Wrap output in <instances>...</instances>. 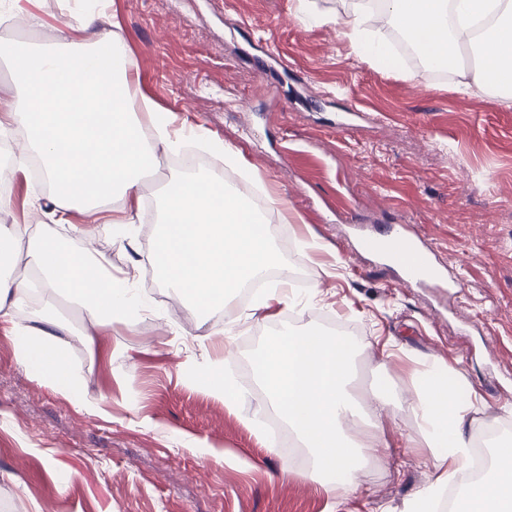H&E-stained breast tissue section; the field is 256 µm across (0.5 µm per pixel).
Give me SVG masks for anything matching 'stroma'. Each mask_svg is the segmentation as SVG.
Masks as SVG:
<instances>
[{
    "label": "stroma",
    "instance_id": "1",
    "mask_svg": "<svg viewBox=\"0 0 512 512\" xmlns=\"http://www.w3.org/2000/svg\"><path fill=\"white\" fill-rule=\"evenodd\" d=\"M16 5L37 21H0V42L94 36L68 27L60 0ZM109 21L155 118L232 144L257 173L253 189L287 200L275 242L310 303L258 315L226 306L232 332L210 338V324L148 275L157 209L143 190L132 239L96 229L88 241L138 288L143 315L89 342L77 306L41 300L74 330L68 359L83 404L19 366L0 331V512H404L431 477L404 449L412 423L386 420L388 451L370 456L372 471L340 501L283 449L263 447L255 392L230 403L202 385L210 360L227 358L239 375L286 326H357L365 395L386 345L396 379L415 357L461 365L495 431L512 434V107L459 92L454 74L378 68L350 54L336 25L296 20L291 0H112ZM5 188L0 225L66 233L39 178L10 175ZM393 224L431 243L465 297L401 287L390 264L359 250L360 232Z\"/></svg>",
    "mask_w": 512,
    "mask_h": 512
}]
</instances>
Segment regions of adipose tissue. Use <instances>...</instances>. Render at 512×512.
I'll return each mask as SVG.
<instances>
[{
    "mask_svg": "<svg viewBox=\"0 0 512 512\" xmlns=\"http://www.w3.org/2000/svg\"><path fill=\"white\" fill-rule=\"evenodd\" d=\"M390 25L414 41L436 67H453L460 50L474 48L480 64L464 87L512 101V0H349L344 36L371 64L395 69L399 61L378 31ZM17 79L0 97V131L27 133V157H37L54 200V221L74 214L90 223L104 203L124 201L112 232L131 231L144 172L159 154L179 151L197 137L194 128L154 126L145 137L134 92L138 69L117 33L83 46L55 49L10 45ZM28 237L26 252L17 242ZM51 293L76 304L89 328L107 329L146 310L127 277L113 274L108 259L48 231L29 234L21 224L0 225V323L15 340L16 359L67 394L81 396L71 377L64 336L68 323L35 311L18 326L13 312L34 295ZM364 342L350 336L285 329L261 355L256 382L264 408L272 409L306 448L307 479L344 499L357 489V473L380 442L389 410L405 411L414 425L406 445L433 470L432 480L407 503V512H437L443 491L470 464L480 441L492 450L485 470L472 479L454 512H512V436L487 437L488 405L470 389L464 372L444 360L416 359L405 388L380 376L371 399L353 393Z\"/></svg>",
    "mask_w": 512,
    "mask_h": 512,
    "instance_id": "adipose-tissue-1",
    "label": "adipose tissue"
}]
</instances>
